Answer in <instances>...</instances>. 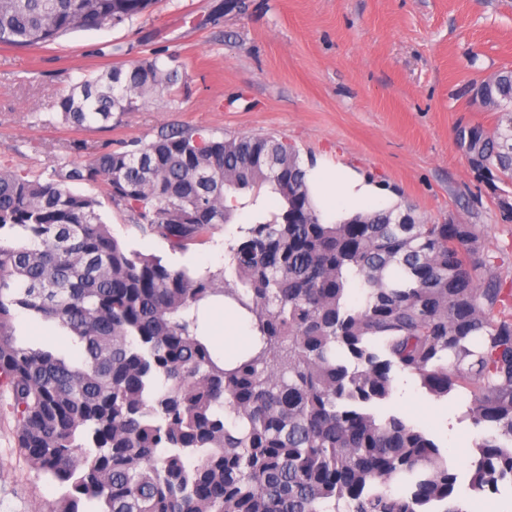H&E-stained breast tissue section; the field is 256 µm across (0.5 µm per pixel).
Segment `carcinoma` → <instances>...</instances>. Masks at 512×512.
<instances>
[{"label": "carcinoma", "mask_w": 512, "mask_h": 512, "mask_svg": "<svg viewBox=\"0 0 512 512\" xmlns=\"http://www.w3.org/2000/svg\"><path fill=\"white\" fill-rule=\"evenodd\" d=\"M155 4L0 0V46L43 48ZM182 80L175 56L153 52L53 108L69 126L108 130ZM470 101L496 119L457 125L456 145L512 223V69L473 81ZM97 182L129 227L172 253L251 209L227 246L233 278L129 248L102 203L71 189ZM511 263L512 242L490 247L478 225L433 224L408 203L323 223L299 151L268 135L173 127L42 180L0 168V388L27 465L63 489L34 512H466L447 453L372 407L390 398L395 369L439 398L467 389L472 424L495 429L476 444L469 489L512 479ZM215 297L252 336L229 369L199 334L198 308ZM18 310L56 323L80 360L23 342Z\"/></svg>", "instance_id": "carcinoma-1"}]
</instances>
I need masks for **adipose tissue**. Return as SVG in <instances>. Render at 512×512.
<instances>
[{"instance_id":"obj_1","label":"adipose tissue","mask_w":512,"mask_h":512,"mask_svg":"<svg viewBox=\"0 0 512 512\" xmlns=\"http://www.w3.org/2000/svg\"><path fill=\"white\" fill-rule=\"evenodd\" d=\"M306 182L315 207L330 222L394 203L385 189L340 166L314 164L306 172Z\"/></svg>"}]
</instances>
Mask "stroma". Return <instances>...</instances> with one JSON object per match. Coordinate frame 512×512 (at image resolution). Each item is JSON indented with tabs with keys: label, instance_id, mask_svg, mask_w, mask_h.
<instances>
[{
	"label": "stroma",
	"instance_id": "obj_1",
	"mask_svg": "<svg viewBox=\"0 0 512 512\" xmlns=\"http://www.w3.org/2000/svg\"><path fill=\"white\" fill-rule=\"evenodd\" d=\"M223 0H158L151 13L116 27L78 30L36 50L0 46V165L47 177L103 144L154 141L179 126L215 138L273 135L302 159L355 170L387 188L417 215L481 225L487 244L512 239L494 190L478 182L456 146L454 128L492 124L469 102L468 87L512 67V0H249L245 13L223 12ZM177 57L184 78L176 93L122 115L109 130L61 124L54 101L90 72L150 52ZM101 201L115 236L173 267H227V242L249 223L218 228L202 245L169 254L158 238L127 229L107 205L103 183L78 185ZM17 332L31 346L71 360L81 352L51 322L17 312ZM465 389L437 398L416 376L395 372L379 414L421 426L448 451L467 512H512V485L469 490L476 445L485 429L467 417ZM0 392V512H32L60 488L27 466Z\"/></svg>",
	"mask_w": 512,
	"mask_h": 512
}]
</instances>
